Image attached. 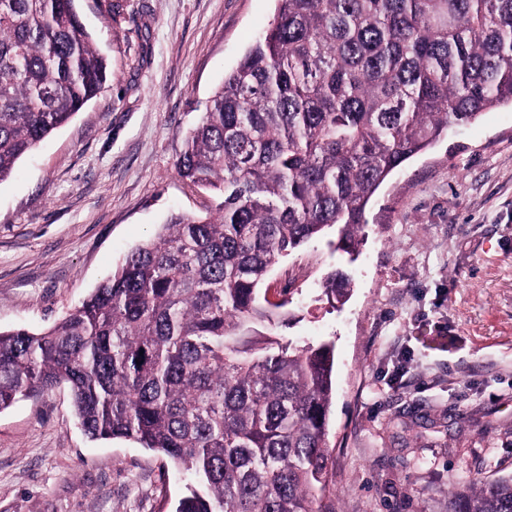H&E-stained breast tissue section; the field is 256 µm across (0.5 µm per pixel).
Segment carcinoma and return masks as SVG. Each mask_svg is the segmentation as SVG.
<instances>
[{"label": "carcinoma", "mask_w": 512, "mask_h": 512, "mask_svg": "<svg viewBox=\"0 0 512 512\" xmlns=\"http://www.w3.org/2000/svg\"><path fill=\"white\" fill-rule=\"evenodd\" d=\"M76 2L0 0V182L107 81ZM276 2L176 162L213 211L172 214L48 329L0 330V411L67 384L90 440L187 472L175 512H336L334 346L279 338L290 283L278 302L262 286L328 229L355 255L389 175L512 106V0ZM348 285L325 279L331 308ZM448 512H512V476L456 489Z\"/></svg>", "instance_id": "obj_1"}]
</instances>
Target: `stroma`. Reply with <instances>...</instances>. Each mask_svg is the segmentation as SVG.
<instances>
[{
    "mask_svg": "<svg viewBox=\"0 0 512 512\" xmlns=\"http://www.w3.org/2000/svg\"><path fill=\"white\" fill-rule=\"evenodd\" d=\"M111 75L0 183V330L80 305L174 209L186 132L270 24L275 0H78ZM356 259L315 239L265 286L294 291L279 337L334 346L337 512H448L452 485L512 475V107L453 128L367 207ZM346 303L321 301L332 270ZM184 476L124 440L87 438L67 386L0 412V512H168Z\"/></svg>",
    "mask_w": 512,
    "mask_h": 512,
    "instance_id": "1",
    "label": "stroma"
}]
</instances>
